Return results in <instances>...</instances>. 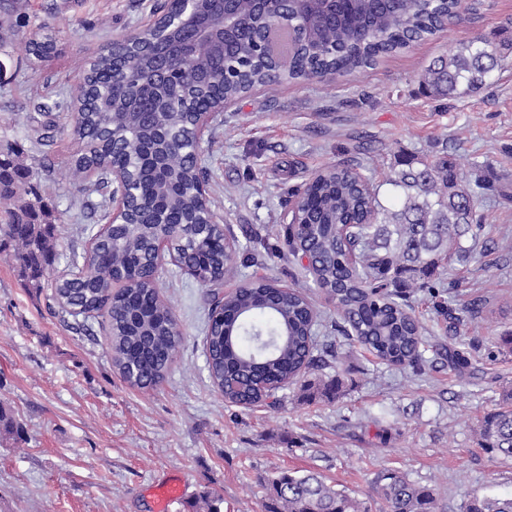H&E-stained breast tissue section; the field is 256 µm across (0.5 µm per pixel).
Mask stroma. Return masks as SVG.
Masks as SVG:
<instances>
[{
	"instance_id": "obj_1",
	"label": "stroma",
	"mask_w": 512,
	"mask_h": 512,
	"mask_svg": "<svg viewBox=\"0 0 512 512\" xmlns=\"http://www.w3.org/2000/svg\"><path fill=\"white\" fill-rule=\"evenodd\" d=\"M6 2L0 150L22 149L54 212L61 275L103 220L93 212L99 195L83 191L66 166L78 140L58 103L79 86L85 59L136 33L165 0ZM44 24L60 32L58 54L36 62L23 38ZM476 37L512 39V0H470L457 23L362 73L257 88L217 116L199 150L218 222L239 243L257 241L255 262L225 279L228 290L252 276L304 283L302 262L278 256L279 234L292 189L327 166L369 177L386 205L385 180L402 157L423 160L446 148L466 173L485 166L492 188L477 208L485 229L462 239L468 262L448 268L445 290L412 298L428 340L422 371L349 345L336 330L335 303L311 287L326 330L304 378L339 377L340 395L305 403L293 382L277 391L275 408L229 404L207 370L211 289L168 263L157 287L184 340L165 378L139 389L113 367L102 318L62 312L50 288L26 287L11 252L1 250L0 407L21 433L0 437V512H157L152 489L172 479L185 493L169 512H189L205 491L223 498L224 512H263L265 483L282 471L318 473L369 512H387L376 485L388 470L440 485L438 512L511 491L512 457L482 448L476 426L512 384V352L500 344L512 333V253L491 244L512 234V51L475 93L435 99L418 83L434 58ZM42 104L52 114L40 115ZM45 136L52 147L41 146ZM453 349L470 359L466 372L449 362Z\"/></svg>"
}]
</instances>
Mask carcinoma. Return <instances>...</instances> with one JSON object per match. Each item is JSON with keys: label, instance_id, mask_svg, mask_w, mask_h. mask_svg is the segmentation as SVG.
<instances>
[{"label": "carcinoma", "instance_id": "obj_1", "mask_svg": "<svg viewBox=\"0 0 512 512\" xmlns=\"http://www.w3.org/2000/svg\"><path fill=\"white\" fill-rule=\"evenodd\" d=\"M466 10L465 0H348L346 9L325 34L296 48L286 28H273L260 18L224 51L220 66L196 59L185 65L183 81L163 95L155 108L156 125L180 129L186 112L222 94L238 98L246 87L266 84L273 57L288 58L281 80H321L374 66L412 43L439 31L448 14ZM58 33L44 27L25 42L27 54L42 62L57 51ZM512 41L494 44L477 38L460 42L433 60L420 74L424 93L448 98L481 89L501 65ZM152 32H140V45L122 59L134 83L148 77L155 53ZM115 61L100 54L86 70L80 95L84 111L74 114L80 146L69 170L97 180L88 190L109 192L112 172V113L126 111L109 90ZM120 149L136 170L141 187L140 210L160 205L167 220L199 208L187 185L201 171L176 144L156 138L133 120L123 126ZM29 169L10 150L0 151V200L13 202L0 224V249L13 247L19 276L40 289L57 257V225L29 184ZM394 207L383 205L379 192L362 193L348 168L336 165L315 173L304 185L302 218L310 228L303 242L307 271L314 284L336 301L348 325V339L390 364L420 366L425 343L421 322L410 305V289H434L440 262L468 261L461 239L478 235L481 220L475 205L482 183L464 178L457 158L443 153L415 166L390 173ZM116 224L94 249L73 255L77 274L57 278L53 300L73 317L104 312L112 363L130 385L150 388L165 376L182 336L171 308L160 298L152 262L156 239L166 224ZM221 231L215 225L186 224L173 247L206 275L234 265L238 256H224ZM120 283L119 291H112ZM319 313L298 289L281 292L264 278L252 279L227 296L215 294L206 328L209 376L225 387L232 404H268L269 395L256 387L261 380H297L313 364L314 327ZM339 379L304 389L303 399L328 398L339 392ZM482 447L512 456V387L502 390L501 407L478 423ZM378 492L388 512H436L435 490L416 486L397 473L381 477ZM266 512H368L365 503L327 485L319 476L282 472L266 484ZM223 499L207 492L192 505L194 512H220ZM464 512H512V493L475 497Z\"/></svg>", "mask_w": 512, "mask_h": 512}]
</instances>
